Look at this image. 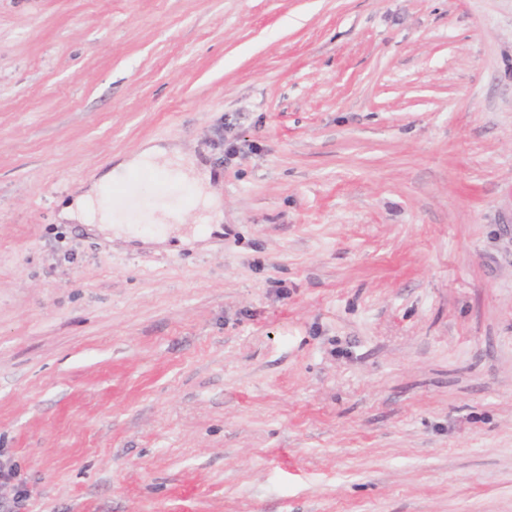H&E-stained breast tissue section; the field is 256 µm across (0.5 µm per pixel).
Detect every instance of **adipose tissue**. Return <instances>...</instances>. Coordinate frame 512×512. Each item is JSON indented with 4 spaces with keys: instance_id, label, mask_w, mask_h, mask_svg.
Instances as JSON below:
<instances>
[{
    "instance_id": "ef3b65f1",
    "label": "adipose tissue",
    "mask_w": 512,
    "mask_h": 512,
    "mask_svg": "<svg viewBox=\"0 0 512 512\" xmlns=\"http://www.w3.org/2000/svg\"><path fill=\"white\" fill-rule=\"evenodd\" d=\"M142 169L173 175L178 181L189 185L194 191L197 206L203 211L202 224L208 231H220L224 222V205L212 188L211 171L184 155L178 146L151 143L117 162L92 182L82 185L74 197L61 207L60 219L87 225L90 230L108 237L128 242L146 241V234L138 226L126 223L122 212L106 202L114 185Z\"/></svg>"
}]
</instances>
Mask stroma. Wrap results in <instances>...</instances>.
Returning a JSON list of instances; mask_svg holds the SVG:
<instances>
[{"label": "stroma", "instance_id": "stroma-1", "mask_svg": "<svg viewBox=\"0 0 512 512\" xmlns=\"http://www.w3.org/2000/svg\"><path fill=\"white\" fill-rule=\"evenodd\" d=\"M149 141L222 172L208 249L59 221ZM0 462L27 512H512V0H0Z\"/></svg>", "mask_w": 512, "mask_h": 512}]
</instances>
